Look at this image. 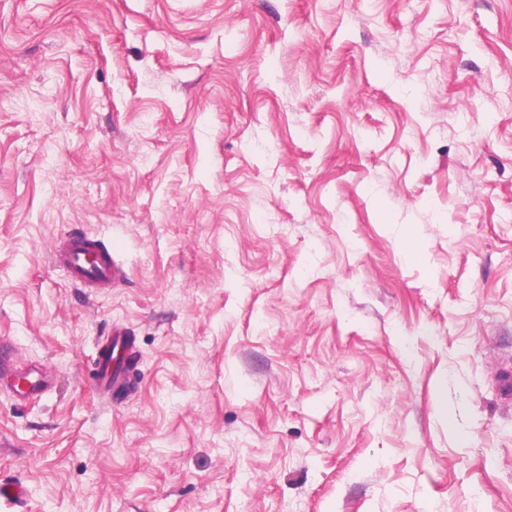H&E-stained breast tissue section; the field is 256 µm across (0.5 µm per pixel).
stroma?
<instances>
[{
  "label": "stroma",
  "mask_w": 512,
  "mask_h": 512,
  "mask_svg": "<svg viewBox=\"0 0 512 512\" xmlns=\"http://www.w3.org/2000/svg\"><path fill=\"white\" fill-rule=\"evenodd\" d=\"M0 343V512H512V0H0ZM52 257L82 288H107L122 273V265L102 241L87 236H67ZM128 348L126 335L123 331L114 330L111 336H107L106 342L101 345L98 369L93 386L99 389V393H106L111 383L116 384L120 380L121 371L112 368V376L109 369L117 351ZM8 381L15 400L27 403L46 393L49 385L48 376L38 368L18 369L13 361L10 349L0 344V382Z\"/></svg>",
  "instance_id": "obj_1"
}]
</instances>
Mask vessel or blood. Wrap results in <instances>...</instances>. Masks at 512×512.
I'll use <instances>...</instances> for the list:
<instances>
[{
	"instance_id": "vessel-or-blood-1",
	"label": "vessel or blood",
	"mask_w": 512,
	"mask_h": 512,
	"mask_svg": "<svg viewBox=\"0 0 512 512\" xmlns=\"http://www.w3.org/2000/svg\"><path fill=\"white\" fill-rule=\"evenodd\" d=\"M53 261L62 266L70 280L83 288H106L112 285L122 272V266L101 240L82 235L68 236L54 250ZM126 335L114 331L100 348L99 363L94 385L99 391H107L118 383L120 371L112 370L114 354L126 349ZM9 382L16 401L25 403L46 393L48 376L40 369H18L8 347L0 346V382Z\"/></svg>"
}]
</instances>
